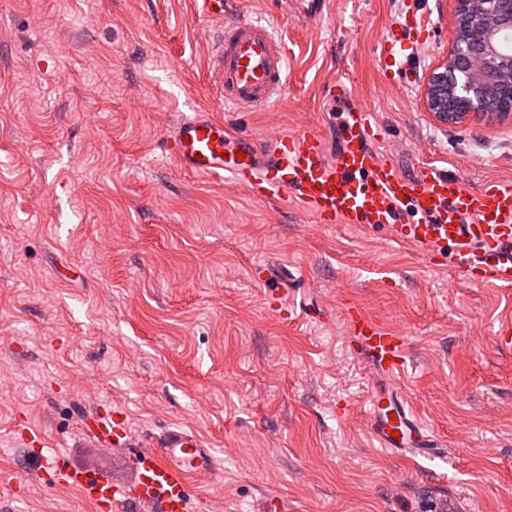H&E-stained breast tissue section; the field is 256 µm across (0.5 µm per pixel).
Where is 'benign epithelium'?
Segmentation results:
<instances>
[{"mask_svg": "<svg viewBox=\"0 0 512 512\" xmlns=\"http://www.w3.org/2000/svg\"><path fill=\"white\" fill-rule=\"evenodd\" d=\"M459 18L481 24L474 39L455 41L443 70L428 77L429 107L443 122H455L489 110L491 95L512 109V56L500 54L496 29L512 26V0H458ZM447 92L456 109L439 108L440 92Z\"/></svg>", "mask_w": 512, "mask_h": 512, "instance_id": "1", "label": "benign epithelium"}]
</instances>
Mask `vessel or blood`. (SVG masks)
I'll use <instances>...</instances> for the list:
<instances>
[{
	"label": "vessel or blood",
	"mask_w": 512,
	"mask_h": 512,
	"mask_svg": "<svg viewBox=\"0 0 512 512\" xmlns=\"http://www.w3.org/2000/svg\"><path fill=\"white\" fill-rule=\"evenodd\" d=\"M229 0H192L193 11L210 27L205 90L210 100L248 112L284 93L289 61L281 40L262 19L228 15ZM415 15L392 22L378 36L388 87L401 90L416 71L407 54L420 43ZM328 95L346 110L349 132L327 150L309 130L266 132L268 154L257 140L232 131L211 109L181 118L168 138L172 160L187 172L218 178L257 199L276 198L317 224L385 228L398 242L427 255L448 251L454 265L476 285L512 284V184L488 181L471 187L435 168L405 175L375 146L372 110L344 83ZM351 355L387 382L364 403L365 430L390 452L426 453L435 433L414 413L398 380L407 367L402 333L371 314H344ZM83 434L107 448L129 451L133 482L115 484L104 474L73 467L61 454L41 456L40 468L54 484L76 489L102 512H186L195 493L193 476L215 470L217 461L196 434L174 427L136 440L119 409L86 415Z\"/></svg>",
	"instance_id": "1"
}]
</instances>
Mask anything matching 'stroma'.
Returning a JSON list of instances; mask_svg holds the SVG:
<instances>
[{"instance_id": "1", "label": "stroma", "mask_w": 512, "mask_h": 512, "mask_svg": "<svg viewBox=\"0 0 512 512\" xmlns=\"http://www.w3.org/2000/svg\"><path fill=\"white\" fill-rule=\"evenodd\" d=\"M234 7L273 23L290 68L275 106L216 107L225 123L307 128L335 150L345 117L324 93L342 81L405 174L512 183V112L448 124L426 106L456 0H414L434 38L402 92L377 51L402 0H325L307 18L286 0ZM205 29L191 0H0V512H96L39 477L21 417L48 453L132 479L125 449L83 435L106 405L134 435L178 426L211 448L187 512H512V287L182 171L165 146L207 101ZM348 306L405 335L401 386L440 442L427 456L366 434L375 379L348 350Z\"/></svg>"}]
</instances>
